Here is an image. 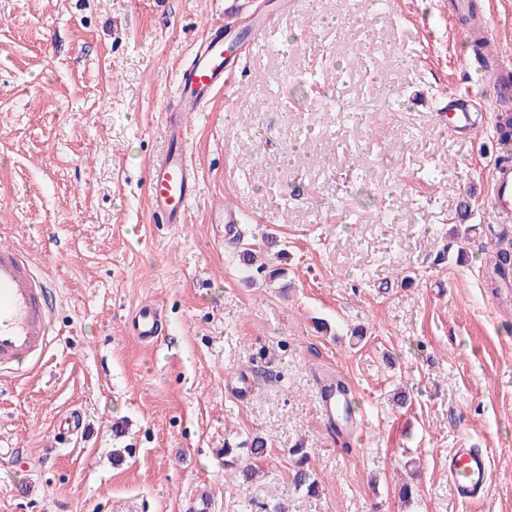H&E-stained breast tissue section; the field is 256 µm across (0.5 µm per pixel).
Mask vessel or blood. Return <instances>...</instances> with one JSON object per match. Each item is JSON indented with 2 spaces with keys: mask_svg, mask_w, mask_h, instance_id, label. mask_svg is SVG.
I'll list each match as a JSON object with an SVG mask.
<instances>
[{
  "mask_svg": "<svg viewBox=\"0 0 512 512\" xmlns=\"http://www.w3.org/2000/svg\"><path fill=\"white\" fill-rule=\"evenodd\" d=\"M246 25L251 43L263 42L268 21L244 17L242 22H217L214 34L191 48V63L176 77L177 109L165 113L163 129L167 151L147 172L150 215L157 224L184 223L188 207L198 193L199 179L187 146V116L203 111L212 96L237 83L236 70L228 68L231 51L224 46V33ZM492 18L479 19V32L499 71L512 65V55L500 52L492 32ZM483 104L472 93L455 94L448 100V131L470 137L485 121ZM490 206L500 217L512 218V166L499 163L493 170ZM54 297L49 283L39 276L31 259L21 250L0 247V371L34 367L41 363L54 341ZM127 335L143 344H153L162 334L158 307L138 306L127 318ZM492 470L488 452L478 448H453L448 452V486L461 501L480 500Z\"/></svg>",
  "mask_w": 512,
  "mask_h": 512,
  "instance_id": "obj_1",
  "label": "vessel or blood"
}]
</instances>
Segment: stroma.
I'll use <instances>...</instances> for the list:
<instances>
[{
  "instance_id": "1",
  "label": "stroma",
  "mask_w": 512,
  "mask_h": 512,
  "mask_svg": "<svg viewBox=\"0 0 512 512\" xmlns=\"http://www.w3.org/2000/svg\"><path fill=\"white\" fill-rule=\"evenodd\" d=\"M447 2L250 0L267 41L190 124L185 223L155 224L173 79L233 0H0V243L56 294L42 365L0 374V512H512V286H487L512 145ZM465 90L487 111L470 141L442 121ZM225 203L253 217L242 238L209 220ZM149 301L152 347L123 328ZM327 370L353 391L346 445L318 412ZM72 413L84 431L60 435ZM256 436L259 476L229 473L225 442ZM464 444L492 457L477 502L448 488ZM296 448L317 495L292 484ZM490 206L497 216L512 218V166L503 161L492 173Z\"/></svg>"
}]
</instances>
